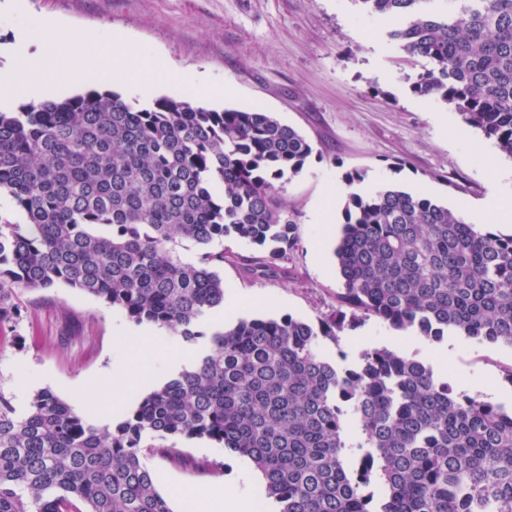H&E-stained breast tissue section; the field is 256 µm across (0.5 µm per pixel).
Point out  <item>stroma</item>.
I'll list each match as a JSON object with an SVG mask.
<instances>
[{"label": "stroma", "mask_w": 512, "mask_h": 512, "mask_svg": "<svg viewBox=\"0 0 512 512\" xmlns=\"http://www.w3.org/2000/svg\"><path fill=\"white\" fill-rule=\"evenodd\" d=\"M45 14L64 25L48 37L57 66L66 65L61 52L75 40L108 41L120 31L139 53L161 54L173 71L202 75L194 104L216 111L258 107L311 143L302 172L276 184L297 216L295 249L278 274L252 275L247 264L265 259L266 250L226 236L220 274L224 297L235 308L212 312L207 327L288 314L314 322L336 310L341 280L333 252L346 198L326 193L354 169L363 172V187L388 182L419 189L468 223L512 234V223L484 211L491 188L512 195V158L450 106L413 92L424 60L403 63L391 21L367 13L360 0H25L21 12L0 7V68L10 63L8 50L19 35ZM136 330L78 291L23 292L19 316L0 324V393L22 411L47 388L87 420L108 423L143 394L136 387L113 389V364L128 361L156 388L198 355L159 329L150 345L132 352ZM383 346L401 347L461 392L512 403L510 345H476L462 336L435 343L370 318L345 329L339 342L322 341L321 350L333 359L342 353L352 358ZM179 448L206 461V469L178 467L156 455L144 459L173 512H187L185 493L216 483L271 512L264 479L247 459L206 439L185 440Z\"/></svg>", "instance_id": "35a3bbf8"}]
</instances>
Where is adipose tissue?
<instances>
[{"label":"adipose tissue","mask_w":512,"mask_h":512,"mask_svg":"<svg viewBox=\"0 0 512 512\" xmlns=\"http://www.w3.org/2000/svg\"><path fill=\"white\" fill-rule=\"evenodd\" d=\"M53 25V20L44 19L16 44L13 66L0 69V91L14 99L40 101L63 84L82 86L112 79L136 83L163 75L168 68L162 56L141 57L129 51L112 50L106 44L91 51L70 52L66 68L47 64L44 48Z\"/></svg>","instance_id":"obj_1"}]
</instances>
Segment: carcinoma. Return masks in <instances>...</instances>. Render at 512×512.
Returning a JSON list of instances; mask_svg holds the SVG:
<instances>
[{"mask_svg":"<svg viewBox=\"0 0 512 512\" xmlns=\"http://www.w3.org/2000/svg\"><path fill=\"white\" fill-rule=\"evenodd\" d=\"M428 67L415 93L451 106L512 157V0H359ZM312 154L272 113L149 105L114 92L0 111V322L20 292L77 290L183 342L224 305V236L269 249L296 220L275 186ZM334 249L341 308L317 322L242 318L114 429L49 389L17 412L0 393V512H173L143 459L199 466L207 438L262 474L275 512H512V406L457 392L399 349L346 364L321 352L374 317L432 341L512 345V235L481 231L421 191L352 192ZM193 241L199 260L173 245Z\"/></svg>","mask_w":512,"mask_h":512,"instance_id":"cac0c4a2","label":"carcinoma"}]
</instances>
